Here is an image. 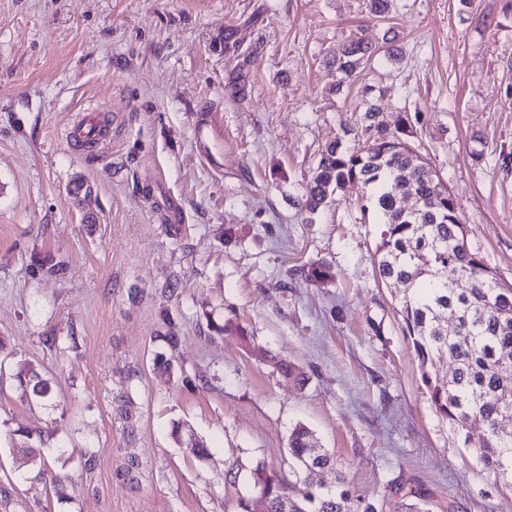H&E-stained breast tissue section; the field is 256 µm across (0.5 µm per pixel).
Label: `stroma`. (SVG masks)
Listing matches in <instances>:
<instances>
[{
    "instance_id": "1",
    "label": "stroma",
    "mask_w": 512,
    "mask_h": 512,
    "mask_svg": "<svg viewBox=\"0 0 512 512\" xmlns=\"http://www.w3.org/2000/svg\"><path fill=\"white\" fill-rule=\"evenodd\" d=\"M394 5L0 0V512H264L258 467L512 512L483 426L457 437L428 399L369 188L303 206L328 144L374 139L376 105L512 283V0ZM356 36L380 52L344 79L326 59ZM89 117L105 145L69 138ZM312 264L330 278L306 279ZM24 365L50 399L18 388ZM298 423L334 466H293Z\"/></svg>"
}]
</instances>
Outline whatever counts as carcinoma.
<instances>
[{
    "instance_id": "cac0c4a2",
    "label": "carcinoma",
    "mask_w": 512,
    "mask_h": 512,
    "mask_svg": "<svg viewBox=\"0 0 512 512\" xmlns=\"http://www.w3.org/2000/svg\"><path fill=\"white\" fill-rule=\"evenodd\" d=\"M374 53L371 44L353 38L327 63L351 77ZM376 129L378 137L362 151H341L337 142L326 148L304 207L317 211L350 181L360 180L373 189V206L386 225L378 247V275L384 283L405 288L402 320L429 400L457 435L470 422H481L487 440L478 452L480 462L512 483V428L496 429L498 421L512 418V284L485 274L482 261L459 246L456 204L448 202V189L432 167L403 141L388 136L381 124ZM407 196L435 198L438 203L429 210L405 214L402 201ZM456 276L470 280L468 293L449 288ZM453 311L463 336L448 335L443 318ZM441 355L454 362L451 372L435 369L434 358ZM16 378L23 387L33 385L37 397L49 398L48 382L36 372L22 369ZM288 452L305 470L330 465L328 453L302 425L291 430ZM342 482L338 476L336 487L314 492L308 487H287L264 469L253 472L254 487L265 496L266 512H429L402 499L391 504L355 500L341 488Z\"/></svg>"
}]
</instances>
